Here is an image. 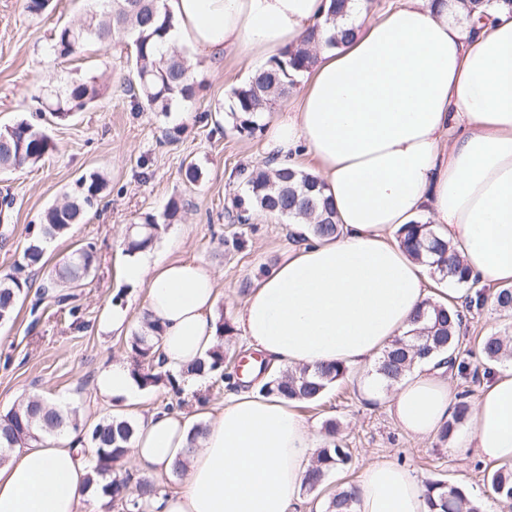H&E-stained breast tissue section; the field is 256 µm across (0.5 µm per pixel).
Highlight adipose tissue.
<instances>
[{"instance_id": "ef3b65f1", "label": "adipose tissue", "mask_w": 512, "mask_h": 512, "mask_svg": "<svg viewBox=\"0 0 512 512\" xmlns=\"http://www.w3.org/2000/svg\"><path fill=\"white\" fill-rule=\"evenodd\" d=\"M177 24L169 45L190 40L218 61H247L302 43L312 29L354 39L316 51L295 106L278 112L265 150L280 164L311 161L341 228L337 237L294 245L251 288L237 325L271 364L309 369L366 365L444 298L431 289L426 259L406 252L398 230L433 225L472 274L512 284V11L490 6L465 19L457 0H398L376 15L359 8L325 22L324 0H167ZM147 289V311L163 332V367L186 394L207 377L189 367L216 343L218 296L202 263L141 256L120 267ZM103 400L137 403L141 389L127 364L112 361L95 382ZM458 400L446 365L415 363L394 385L389 408L398 426L434 435ZM197 416L157 409L131 445L143 473H180L178 491L154 512H302L300 487L318 439L290 402L243 390L208 413L196 450ZM76 434L33 441L0 464V512H78L90 499L91 470ZM452 452L512 465V367L481 391L468 431ZM355 512H429L409 466L373 460L353 483Z\"/></svg>"}]
</instances>
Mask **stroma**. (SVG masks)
<instances>
[{"label":"stroma","instance_id":"stroma-1","mask_svg":"<svg viewBox=\"0 0 512 512\" xmlns=\"http://www.w3.org/2000/svg\"><path fill=\"white\" fill-rule=\"evenodd\" d=\"M89 6L90 0H53L52 10L35 16L25 11L23 0H0V126L28 121L45 129L56 145L38 166L0 174V193L14 198L9 220L0 221V274L19 271L36 290L49 269L80 244L94 243L98 258L95 274L75 291L76 316L59 314L51 303L33 308L31 298L24 297L13 320L0 324V415L22 398L39 397L76 410L91 425L112 411L94 396L99 371L126 356L128 339L143 326L147 290L125 283L118 270L145 215L159 217L171 202L181 204L177 221L162 225L151 251L210 266L218 275L216 314L227 321L242 306L254 278L278 264L295 238L288 219L252 209L242 224L232 204L245 196L247 175L268 162L264 130L239 135L223 115L231 89L249 78L241 62L228 53L218 68L189 43L179 44L177 52L204 83L195 109L185 117L176 110L138 111L122 90L132 76L124 42L90 46L66 59L47 51L53 29L79 22ZM85 74L108 87L96 106L65 121L45 118L32 97L34 86H58ZM191 163L201 171L193 183L185 177ZM92 172L108 181L97 211L87 223L46 242L44 268L18 269L44 211L60 203L78 177ZM118 301L130 305L131 321L121 334L97 333L100 312ZM491 334L512 336V315L489 302L469 314L460 331L469 369L453 379L472 402L483 387L471 374L481 362L477 347ZM297 412L314 424L321 444L337 440L352 452L346 470L332 476V483L357 481L370 460L391 457L420 480L441 474L476 496L488 492L485 479L494 464L452 453L439 436L404 433L384 398L366 397L351 381L332 386L318 405ZM331 421L337 425L333 435L327 429Z\"/></svg>","mask_w":512,"mask_h":512}]
</instances>
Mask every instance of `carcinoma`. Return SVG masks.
I'll return each mask as SVG.
<instances>
[{
    "instance_id": "1",
    "label": "carcinoma",
    "mask_w": 512,
    "mask_h": 512,
    "mask_svg": "<svg viewBox=\"0 0 512 512\" xmlns=\"http://www.w3.org/2000/svg\"><path fill=\"white\" fill-rule=\"evenodd\" d=\"M94 7L79 24L57 27L51 38L49 52L59 58H68L89 45L107 46L112 39L130 38V53L135 64V76L129 80L126 92L134 99L138 110L144 112H171L177 107L195 104L201 82L175 51L165 48V36L173 28L174 18L166 0H93ZM318 40L311 31L304 44L291 47L270 59L257 69L247 83L234 88L230 94L229 114L232 129L240 135H253L259 129L255 117L272 109L277 99L293 87L297 78L315 63V55L308 45ZM102 96V88L94 76L71 79L61 86L45 85L39 88L37 99L44 111L60 121L76 112L95 105ZM55 149L52 138L34 125L21 121L0 127V172L6 173L37 165ZM106 188L101 175L93 172L79 177L66 201L50 206L42 216L40 236L33 239L23 251L26 266L42 262V242L65 235L71 226L83 223L97 205ZM247 198H238L235 207L249 204L259 210L309 221V230L315 237H328L339 233L334 212L323 185L310 173L294 167H267L250 174L246 182ZM160 231L158 219L146 215L129 242L126 252L133 254L149 248ZM405 249L415 257L427 253L433 273L441 280L467 288L468 307L479 308L487 301L484 288L478 287L479 279L464 265L449 242L436 235L430 224H407L399 233ZM96 251L92 244L81 245L51 272L43 294L57 288H78L95 268ZM28 288V281L14 274L0 275V323L13 318L19 300ZM465 314L454 308L433 307L422 312L418 319L424 322L423 331L411 338H396L378 359L375 376L391 386L401 381L413 368L415 361L448 354L449 370L463 372L467 363L461 359L458 348L459 330ZM163 327L159 320L145 317L144 331L133 334L127 342L132 359V375L142 387L161 383L176 387V377L161 370L155 350V340ZM232 326L224 321L217 324V344L207 358L190 367L192 372H207L222 382L231 380L224 373L232 357L224 350V338L231 335ZM484 356V373L490 366L512 359V348L496 335L481 341ZM350 375L342 363L327 365L312 372L306 367L285 369L269 376L262 383L259 393L277 396L288 401L312 405L327 390ZM469 404L461 400L452 417L440 430L446 440L468 416ZM82 431L85 453L94 474L92 486L96 494L107 497L121 512H150L152 501L162 494L154 482L142 478L131 482V476H120L114 465L128 453L135 435L136 425L123 416L101 419L94 426L76 418V411L63 410L43 399L29 398L13 406L0 416V461L5 460L16 448L30 440L58 435L68 431ZM351 460L350 449L331 443L317 450L305 479L309 490L326 487L329 477L342 471ZM490 492L501 499L512 500V471L500 468L487 476ZM430 512H481L479 505L460 486L444 478H437L425 485ZM355 500L351 493L338 489L324 503V512H354Z\"/></svg>"
}]
</instances>
